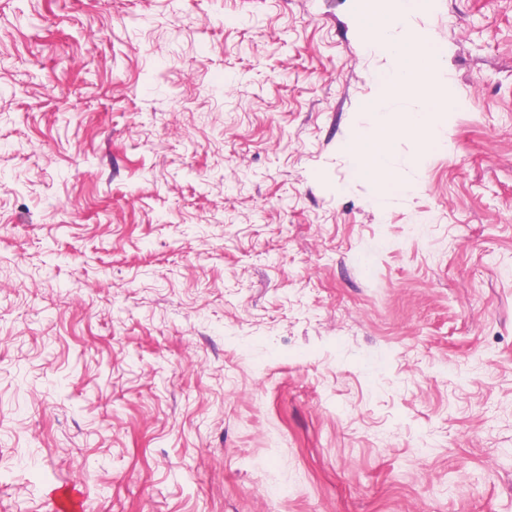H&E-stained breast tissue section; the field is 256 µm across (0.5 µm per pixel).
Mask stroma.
<instances>
[{
    "mask_svg": "<svg viewBox=\"0 0 512 512\" xmlns=\"http://www.w3.org/2000/svg\"><path fill=\"white\" fill-rule=\"evenodd\" d=\"M383 206L352 0H0V512H512V0ZM53 510L56 512H79L82 510L80 493L74 488H59L53 492Z\"/></svg>",
    "mask_w": 512,
    "mask_h": 512,
    "instance_id": "35a3bbf8",
    "label": "stroma"
}]
</instances>
